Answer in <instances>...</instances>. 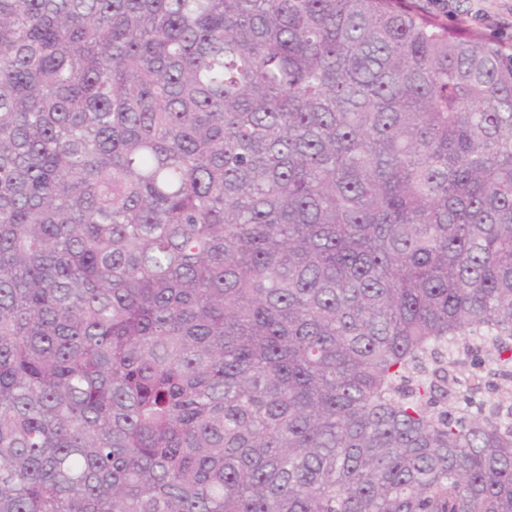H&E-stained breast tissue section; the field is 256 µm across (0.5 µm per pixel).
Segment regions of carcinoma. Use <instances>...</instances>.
Wrapping results in <instances>:
<instances>
[{
	"label": "carcinoma",
	"mask_w": 512,
	"mask_h": 512,
	"mask_svg": "<svg viewBox=\"0 0 512 512\" xmlns=\"http://www.w3.org/2000/svg\"><path fill=\"white\" fill-rule=\"evenodd\" d=\"M0 512H512V48L0 0Z\"/></svg>",
	"instance_id": "obj_1"
}]
</instances>
